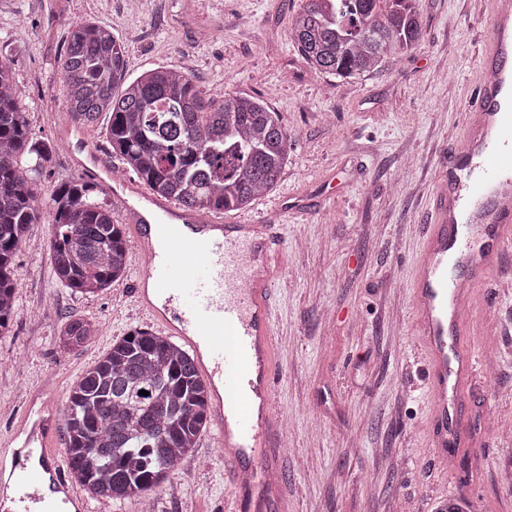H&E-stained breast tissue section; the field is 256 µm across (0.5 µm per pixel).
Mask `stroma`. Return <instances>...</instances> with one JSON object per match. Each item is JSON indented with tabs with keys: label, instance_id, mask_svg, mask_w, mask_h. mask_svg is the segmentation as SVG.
I'll return each mask as SVG.
<instances>
[{
	"label": "stroma",
	"instance_id": "1",
	"mask_svg": "<svg viewBox=\"0 0 512 512\" xmlns=\"http://www.w3.org/2000/svg\"><path fill=\"white\" fill-rule=\"evenodd\" d=\"M302 0H0V53L35 137L58 148L43 191L80 180L62 149L71 123L58 61L71 22L111 28L128 74L166 66L208 93H245L278 112L291 138L278 184L228 224H272L286 247L272 292L282 374L281 494L288 512H440L466 498L470 512H512V248L474 289L466 344L494 371L464 388L469 443L434 464L423 422L425 362L412 316L433 187L460 133L478 80L490 0H420L423 38L376 73L334 79L311 71L292 42ZM17 254L20 284L0 335V436L34 396L66 407L84 372L116 340L149 324L133 306L135 270L96 295L54 276L48 222L31 225ZM100 324L85 347L57 342L61 324ZM229 469L209 434L152 495L153 512H231Z\"/></svg>",
	"mask_w": 512,
	"mask_h": 512
}]
</instances>
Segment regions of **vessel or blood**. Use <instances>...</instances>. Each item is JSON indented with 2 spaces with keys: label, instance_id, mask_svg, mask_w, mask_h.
<instances>
[{
  "label": "vessel or blood",
  "instance_id": "b4317fda",
  "mask_svg": "<svg viewBox=\"0 0 512 512\" xmlns=\"http://www.w3.org/2000/svg\"><path fill=\"white\" fill-rule=\"evenodd\" d=\"M493 28L480 55L467 129L436 180L412 299L431 397L429 446L448 464L468 440L459 392L478 359L462 345L470 290L512 247V0H492ZM112 194L131 224L136 306L163 334L193 350L214 386V440L232 469L236 512H283L278 476V348L272 313L280 241L268 224L223 223L163 203L115 179L96 152L75 158ZM55 404L22 417L0 460V510L45 512L48 496L85 502L70 487L54 449Z\"/></svg>",
  "mask_w": 512,
  "mask_h": 512
}]
</instances>
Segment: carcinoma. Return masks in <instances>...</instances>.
<instances>
[{
    "mask_svg": "<svg viewBox=\"0 0 512 512\" xmlns=\"http://www.w3.org/2000/svg\"><path fill=\"white\" fill-rule=\"evenodd\" d=\"M303 0L290 35L309 68L353 78L381 70L422 38L418 0ZM65 107L78 127L110 116L112 152L151 193L196 213L248 207L271 190L288 164L290 137L259 97L205 94L191 76L166 67L134 79L126 50L108 27L70 24L59 61ZM57 145L32 137L10 66L0 59V334L11 325L16 254L27 230L48 210L56 278L94 295L128 266L125 228L83 182L43 197L37 174ZM97 324L75 318L59 345L84 347ZM149 395L144 396L140 391ZM210 387L193 356L169 336L131 333L85 371L68 396L66 455L88 492L116 503H144L197 447L206 430Z\"/></svg>",
    "mask_w": 512,
    "mask_h": 512,
    "instance_id": "obj_1",
    "label": "carcinoma"
}]
</instances>
